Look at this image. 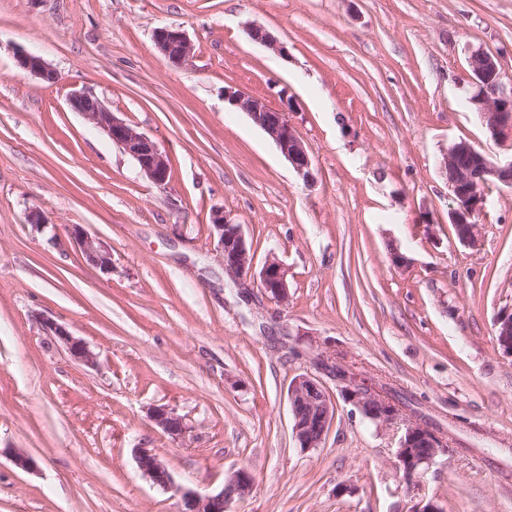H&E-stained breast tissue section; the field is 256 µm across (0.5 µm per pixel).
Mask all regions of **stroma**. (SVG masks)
I'll return each instance as SVG.
<instances>
[{
  "instance_id": "35a3bbf8",
  "label": "stroma",
  "mask_w": 512,
  "mask_h": 512,
  "mask_svg": "<svg viewBox=\"0 0 512 512\" xmlns=\"http://www.w3.org/2000/svg\"><path fill=\"white\" fill-rule=\"evenodd\" d=\"M161 27L186 33L189 65L158 52ZM477 51L512 86V0H0V512H183L141 475L139 448L202 495L248 470L226 512H512V357L495 335L512 308V188L489 187L470 247L442 167L461 140L512 161L470 101ZM23 52L57 83L23 74ZM230 85L276 108L291 97L313 181L225 101ZM75 89L157 142L165 187L70 109ZM219 208L255 267L287 268L286 305L256 282L244 300L225 275ZM75 224L109 247L111 273L85 261ZM320 354L406 394L452 452L406 480L403 424L341 399L321 447L300 451L289 384ZM162 405L186 438L150 420ZM42 326L49 336H55L65 345L66 349L75 359L89 366L97 364V355L89 349L85 342L75 338L65 326L48 318L43 319ZM150 419L174 439L184 438L189 432L185 419L174 409L156 406L150 410Z\"/></svg>"
}]
</instances>
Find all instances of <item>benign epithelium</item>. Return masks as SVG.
Listing matches in <instances>:
<instances>
[{
    "mask_svg": "<svg viewBox=\"0 0 512 512\" xmlns=\"http://www.w3.org/2000/svg\"><path fill=\"white\" fill-rule=\"evenodd\" d=\"M252 40L282 54L285 46L277 42L261 27L249 30ZM158 51L175 65H187L193 57V44L178 28L162 27L154 32ZM473 78L479 87L471 101L482 115L490 138L494 141L512 140V91L504 88L503 73L498 59L484 52H474L469 59ZM19 69L42 82L53 85L58 80L56 71L41 57L23 54L17 58ZM224 98L245 112L277 145L294 171L304 180L312 179V160L295 128L289 123L286 112L270 106L265 99L250 95L236 86L224 88ZM70 107L99 128L113 144L132 157L140 171L159 188L164 187L170 176L168 156L147 133L110 111L102 102L85 91L70 93ZM445 169L454 171L448 188L455 207L450 213L460 242L475 247L479 242L478 217L482 213L485 196L480 188L490 184L512 186V161L498 164L481 154L466 141L453 143L444 159ZM212 236L224 261V273L243 285L253 274V254L242 232V225L222 210L211 216ZM83 256L95 267L108 273L112 271V252L81 226L70 231ZM260 287L276 302H288V269L275 257L266 259L258 273ZM43 329L56 337L69 353L86 365L97 364V355L87 344L75 338L65 326L48 318ZM497 341L503 353L512 356V311L498 316L495 322ZM319 370L336 381L345 402L355 407L361 415L380 425H391L405 420L404 432L396 449V465L404 475L416 478L436 457L452 451L448 436L439 432L425 418L406 416L407 408L379 382L359 372L339 357L320 360ZM289 402L293 419V434L302 451L322 445L335 418L336 403L330 392L311 374L295 377L289 386ZM150 419L174 439L187 435L189 426L174 409L156 406L150 410ZM137 466L143 477L166 492L181 495L185 512H225L229 499L247 495L253 485L250 473L241 469L225 481L217 494L201 496L175 484L169 470L159 456L142 448L136 455Z\"/></svg>",
    "mask_w": 512,
    "mask_h": 512,
    "instance_id": "obj_1",
    "label": "benign epithelium"
}]
</instances>
